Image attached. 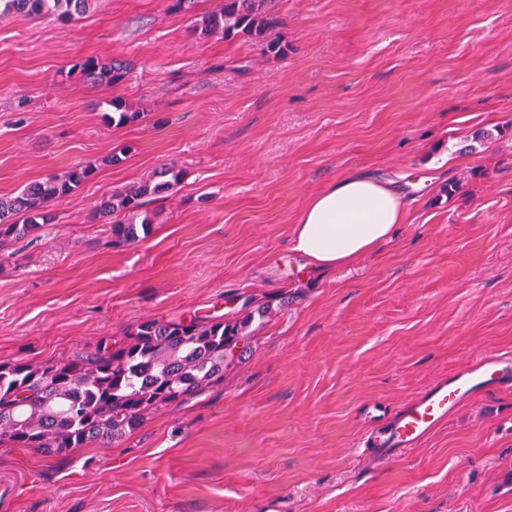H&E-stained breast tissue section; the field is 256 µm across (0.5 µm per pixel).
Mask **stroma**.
<instances>
[{
    "instance_id": "obj_1",
    "label": "stroma",
    "mask_w": 512,
    "mask_h": 512,
    "mask_svg": "<svg viewBox=\"0 0 512 512\" xmlns=\"http://www.w3.org/2000/svg\"><path fill=\"white\" fill-rule=\"evenodd\" d=\"M220 4L0 20V195L97 166L51 224L0 247V363L272 304L220 381L122 438L0 446V512H512V388L402 457L365 446L438 377L512 353V0H278L277 57L201 37ZM88 56L130 68L93 86L70 73ZM112 97L139 120L108 124ZM171 165L150 235L113 241L95 206ZM352 171L394 180L404 221L354 265L311 271L293 226Z\"/></svg>"
}]
</instances>
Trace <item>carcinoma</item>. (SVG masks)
<instances>
[{"mask_svg":"<svg viewBox=\"0 0 512 512\" xmlns=\"http://www.w3.org/2000/svg\"><path fill=\"white\" fill-rule=\"evenodd\" d=\"M95 0H0V19L15 14L50 18L68 26L90 10ZM276 0H224L202 16L200 34L226 39H254L278 54L272 37L278 24ZM127 66L86 57L75 71L87 80L112 85ZM105 118L117 125L136 121L122 100L102 101ZM95 165L76 163L61 175L27 184L16 194L0 195V245L38 231L51 223L46 205L87 181ZM181 172L173 167L154 173L97 205L93 219L112 221V237L119 243L147 238L153 218L144 210L147 199H158L178 185ZM272 311L271 303L257 305L234 320L195 318L145 320L127 333L118 347L68 361L34 365L0 363V445L37 448L52 456L91 441H110L137 429L150 412L180 403L224 377V366L238 345L251 337L257 318Z\"/></svg>","mask_w":512,"mask_h":512,"instance_id":"cac0c4a2","label":"carcinoma"}]
</instances>
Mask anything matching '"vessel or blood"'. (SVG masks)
<instances>
[{
    "label": "vessel or blood",
    "mask_w": 512,
    "mask_h": 512,
    "mask_svg": "<svg viewBox=\"0 0 512 512\" xmlns=\"http://www.w3.org/2000/svg\"><path fill=\"white\" fill-rule=\"evenodd\" d=\"M496 387H512L511 354H488L438 378L419 396L402 404L388 423L373 429L365 445L399 457L404 450L417 447L464 402Z\"/></svg>",
    "instance_id": "vessel-or-blood-1"
}]
</instances>
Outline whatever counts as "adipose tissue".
I'll return each instance as SVG.
<instances>
[{
  "label": "adipose tissue",
  "instance_id": "1",
  "mask_svg": "<svg viewBox=\"0 0 512 512\" xmlns=\"http://www.w3.org/2000/svg\"><path fill=\"white\" fill-rule=\"evenodd\" d=\"M403 216L391 184L351 173L306 204L294 226V249L314 271L351 264L391 240Z\"/></svg>",
  "mask_w": 512,
  "mask_h": 512
}]
</instances>
